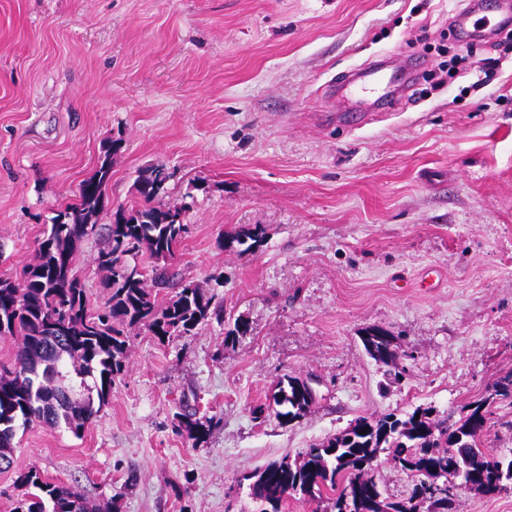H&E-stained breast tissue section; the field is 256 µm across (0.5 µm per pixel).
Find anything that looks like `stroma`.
<instances>
[{
  "label": "stroma",
  "instance_id": "stroma-1",
  "mask_svg": "<svg viewBox=\"0 0 512 512\" xmlns=\"http://www.w3.org/2000/svg\"><path fill=\"white\" fill-rule=\"evenodd\" d=\"M469 0H0V276L20 277L58 210L120 140L97 220L139 199L149 166L188 206L170 269L223 299L189 336L130 337L125 368L82 436L16 425L0 512L20 476L83 490L97 512H259L245 479L359 416L459 413L512 371V41L448 27ZM423 61L432 79L390 107L338 79ZM262 246L222 249L241 226ZM82 240L91 307L109 291ZM249 332L225 333L236 318ZM378 326L404 373L365 352ZM312 408L268 416L280 379ZM190 405L213 417L178 434ZM186 408L175 415L177 431L193 443L204 442L211 431L213 417L197 416L196 411Z\"/></svg>",
  "mask_w": 512,
  "mask_h": 512
}]
</instances>
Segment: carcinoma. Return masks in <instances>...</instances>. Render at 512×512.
I'll list each match as a JSON object with an SVG mask.
<instances>
[{"instance_id":"1","label":"carcinoma","mask_w":512,"mask_h":512,"mask_svg":"<svg viewBox=\"0 0 512 512\" xmlns=\"http://www.w3.org/2000/svg\"><path fill=\"white\" fill-rule=\"evenodd\" d=\"M116 141L103 146L96 173L83 181L76 202L59 211L38 244L36 261L18 278L0 276V338L17 342L12 368L0 371V467L10 466L15 423L34 421L64 425L81 436L107 403L115 377L124 370L129 348L126 329L143 325L158 340L187 336L198 326L224 319V306L192 282H175L168 262L188 233L185 209L162 202L167 173L150 167L140 172L137 191L144 205L120 208L108 225V244L95 262L106 273L111 289L104 307H90L87 290L74 274L77 243L95 233L97 215L104 206ZM263 230L245 226L221 247L237 244L251 250L262 246ZM145 252L155 260L146 274L128 257ZM156 288L172 295L160 302ZM366 353L375 361L394 365L396 337L369 327L361 336ZM93 379L87 397L75 399L61 384L68 373ZM512 397V372L500 377L482 397L462 407L459 418L439 416L430 407H418L403 417L385 414L360 416L334 437L311 445L294 459L271 461L244 476L261 512H282L289 499L312 502L329 494L334 512H453L460 488L494 497L512 481V458L484 448L479 438L487 427L490 407ZM283 423L304 415L314 400L301 378L288 377L272 395ZM177 431L199 443L209 435L213 418L183 409L176 413ZM386 454L393 465L413 478L411 491L393 499L380 487L375 462ZM463 478L460 484L448 477ZM35 489L30 503L16 512H93L83 491L44 480L37 471L21 477Z\"/></svg>"}]
</instances>
